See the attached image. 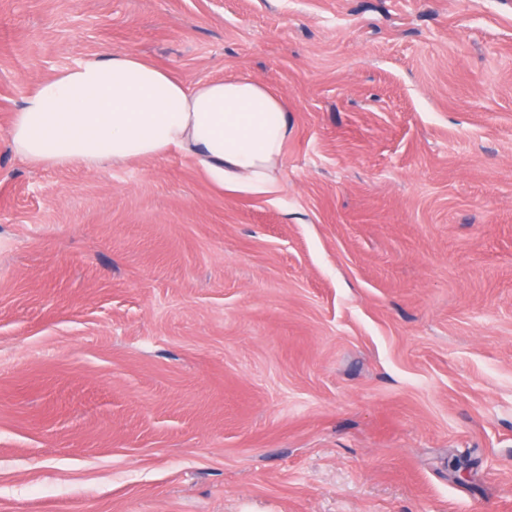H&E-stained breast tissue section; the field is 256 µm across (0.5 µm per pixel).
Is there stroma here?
Instances as JSON below:
<instances>
[{"label":"stroma","instance_id":"stroma-1","mask_svg":"<svg viewBox=\"0 0 512 512\" xmlns=\"http://www.w3.org/2000/svg\"><path fill=\"white\" fill-rule=\"evenodd\" d=\"M114 51L282 97L275 190L15 154ZM0 512H512V0H0Z\"/></svg>","mask_w":512,"mask_h":512}]
</instances>
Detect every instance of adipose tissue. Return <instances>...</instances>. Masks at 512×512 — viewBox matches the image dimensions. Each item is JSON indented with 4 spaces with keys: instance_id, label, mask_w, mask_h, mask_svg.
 Masks as SVG:
<instances>
[{
    "instance_id": "1",
    "label": "adipose tissue",
    "mask_w": 512,
    "mask_h": 512,
    "mask_svg": "<svg viewBox=\"0 0 512 512\" xmlns=\"http://www.w3.org/2000/svg\"><path fill=\"white\" fill-rule=\"evenodd\" d=\"M290 133L285 102L257 81L188 86L116 51L36 85L13 116L10 144L35 167H119L179 153L218 182L267 192Z\"/></svg>"
}]
</instances>
